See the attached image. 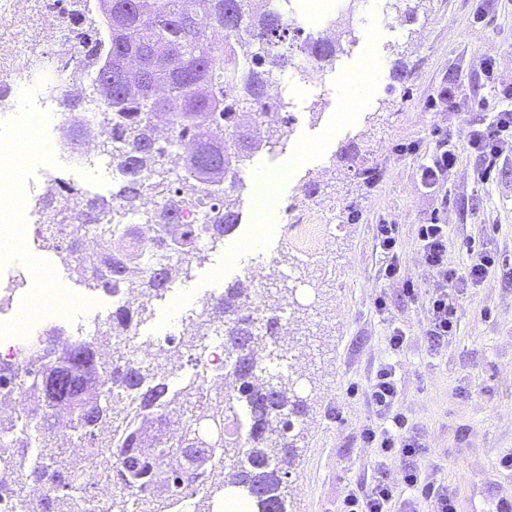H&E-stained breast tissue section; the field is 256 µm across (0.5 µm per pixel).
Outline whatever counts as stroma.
I'll return each instance as SVG.
<instances>
[{"label": "stroma", "mask_w": 512, "mask_h": 512, "mask_svg": "<svg viewBox=\"0 0 512 512\" xmlns=\"http://www.w3.org/2000/svg\"><path fill=\"white\" fill-rule=\"evenodd\" d=\"M477 3L393 0V24L385 27L361 0H331L320 13L310 0H290L294 26L308 34L334 28L336 58L289 92L275 125L278 144L240 167L239 224L175 284L198 307L260 269L295 271L288 301L299 318L288 330L303 406L289 478L294 512H338L347 490L368 486L376 462L361 441L375 420L367 391L388 361L397 367L400 408L426 448L420 465L447 482L459 512H495L498 498L512 493V470L500 465L512 453V158L483 184L474 179L481 158L468 145L482 118L473 102L488 94L482 59L495 55L498 78L512 83V0L482 21ZM368 62L377 68L370 105L347 112L349 78ZM444 85L458 92L455 108L428 109ZM441 137L456 145L460 163L439 199L423 189L420 167ZM364 168L370 177L361 176ZM276 169L287 173L276 229L252 249L254 186L259 174ZM434 216L448 227L454 262L465 260L467 248L486 247L499 264L463 291L456 334L431 348L425 303L404 299L402 282L425 286L432 277L417 229ZM313 218L331 231L312 258L287 240L294 224ZM385 221L397 225L402 250L394 281L380 273L373 238L374 225ZM379 293L387 301L381 314L373 308ZM397 326L408 346L395 357L388 336Z\"/></svg>", "instance_id": "stroma-1"}]
</instances>
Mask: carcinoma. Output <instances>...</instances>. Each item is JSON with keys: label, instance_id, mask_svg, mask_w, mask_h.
<instances>
[{"label": "carcinoma", "instance_id": "cac0c4a2", "mask_svg": "<svg viewBox=\"0 0 512 512\" xmlns=\"http://www.w3.org/2000/svg\"><path fill=\"white\" fill-rule=\"evenodd\" d=\"M105 31L91 40L102 57L90 82L104 97L119 102L111 111V130L101 152L112 159L118 190L101 202V218L93 231L99 253L79 249L80 233L52 241L68 269L88 287L105 294L120 291L123 302L112 305L104 334L63 342L65 365H49L52 340L45 338L43 355L24 365L0 361V390H19L14 431L0 438V503L20 512H75L76 498L101 504V512H172L191 497L194 512L224 492V503L246 502L251 512H290L288 476L294 464L290 415L301 400L296 378L280 363L264 364L254 355L241 361L238 337H250L253 350L288 347L281 313L283 287L273 281L261 292L253 281L239 280L220 299L204 302L191 321L190 340L180 345L200 362L206 348L198 324L224 333V354L233 355V369L215 370L188 379L172 389L173 371L158 357L144 361L131 345L149 301L161 297L174 282L189 277L191 260L202 257L200 245L218 241L240 221L231 187L221 195L210 181L236 178L238 154L262 146L259 132L241 122L248 112L279 104L271 88L274 72L288 63V54L305 47L294 44L282 14L270 0H101ZM196 24L185 27L180 17L188 9ZM122 14L128 24L113 28L110 15ZM222 29L238 46L208 38ZM143 57L147 71L119 77L110 67L118 59ZM170 114L178 140L190 145L186 157L155 138L151 119ZM155 195L162 205L141 210V200ZM203 214L200 224H175L179 247L172 254L161 246L166 224L182 210ZM112 339V356L103 353ZM55 375L57 390L43 395L33 382L37 374ZM95 398L92 415L84 416L88 398ZM62 411V427L86 449L80 460L60 451L49 419ZM221 427L219 445L208 449V466L197 471L191 458H177L173 448H191L198 435ZM67 476L68 485L50 497L28 502L26 485L45 484Z\"/></svg>", "mask_w": 512, "mask_h": 512}]
</instances>
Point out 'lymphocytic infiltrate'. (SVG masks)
Returning a JSON list of instances; mask_svg holds the SVG:
<instances>
[{"label":"lymphocytic infiltrate","mask_w":512,"mask_h":512,"mask_svg":"<svg viewBox=\"0 0 512 512\" xmlns=\"http://www.w3.org/2000/svg\"><path fill=\"white\" fill-rule=\"evenodd\" d=\"M481 67L495 105L490 108L485 101H478L477 106L484 109L485 115L472 130L469 146L484 160L485 166L478 178L485 182L501 160L512 157V88L496 80L494 57L484 58ZM458 160L456 146L448 140H440L429 163L421 167L422 186L435 194L442 192ZM418 242L422 259L434 279L427 288L405 281L403 293L411 301L426 296L428 327L425 336L435 346L456 330L460 290L483 283L494 272L497 256L486 249L472 250L464 264H455L448 249V227L436 221L420 225ZM369 401L377 421L363 429V442L376 449L384 460L399 455L411 459L412 464L398 484L388 479L384 466L378 467L365 491L347 492L341 512H457V499L447 483L423 474L415 464L423 454V444L410 434L405 416L397 410L399 388L394 364L379 366Z\"/></svg>","instance_id":"f902f5d3"}]
</instances>
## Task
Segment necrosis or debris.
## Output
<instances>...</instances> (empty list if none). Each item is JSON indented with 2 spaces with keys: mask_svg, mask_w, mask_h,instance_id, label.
<instances>
[{
  "mask_svg": "<svg viewBox=\"0 0 512 512\" xmlns=\"http://www.w3.org/2000/svg\"><path fill=\"white\" fill-rule=\"evenodd\" d=\"M103 29L97 0H0V113L28 116L48 146L38 177L0 186V221L20 225L25 239L48 236L53 222L90 223L98 200L65 171L112 176L99 149L110 129V104L84 79L98 67L84 41ZM73 126L85 131L76 151L64 145Z\"/></svg>",
  "mask_w": 512,
  "mask_h": 512,
  "instance_id": "1",
  "label": "necrosis or debris"
}]
</instances>
